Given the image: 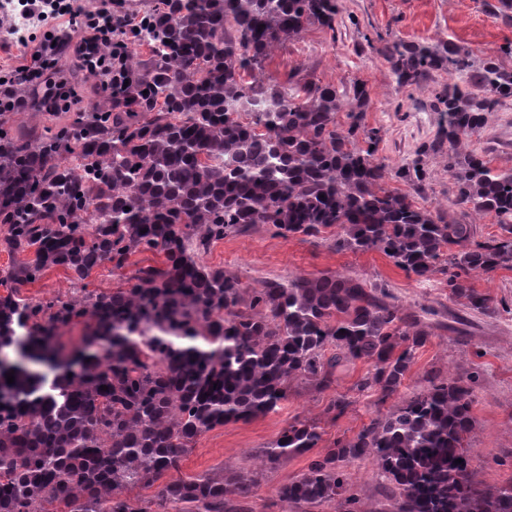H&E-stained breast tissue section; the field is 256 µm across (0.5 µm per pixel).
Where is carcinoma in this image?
Listing matches in <instances>:
<instances>
[{
    "label": "carcinoma",
    "instance_id": "carcinoma-1",
    "mask_svg": "<svg viewBox=\"0 0 512 512\" xmlns=\"http://www.w3.org/2000/svg\"><path fill=\"white\" fill-rule=\"evenodd\" d=\"M341 13L342 0L118 3L105 47L112 75L90 105L77 94L71 119L32 142L0 124V233L11 256L28 254L0 276V377L14 373V383L0 380V512H252L248 474L179 477L137 505L125 491L179 471L204 433L278 411L293 376H318L327 389L339 368L364 360L372 370L357 390L379 404L399 390L430 336L425 309L333 274L245 288L202 261L228 235L258 224L283 237L334 228L336 250L381 251L418 278L446 257L450 294L488 309L466 277L512 267V169L460 147L512 98V70L446 41L385 46L403 88L438 71L454 77L435 96L438 136L390 170L376 157L378 131L362 123L365 83L347 92L258 77L279 43L311 24L333 31ZM140 48L147 55L136 61ZM345 108L344 130L336 116ZM444 150L457 204L494 216L507 236L477 241L473 225L389 186L422 183V157ZM147 251L164 260L139 268L127 288L21 296L52 267L82 283ZM77 325L74 367L49 377L18 362L57 355ZM472 402L464 380L431 377L281 486V502L311 512L344 489L347 464L371 457L394 512H512V484L489 491L470 477ZM320 440L316 424L297 421L264 455L276 462Z\"/></svg>",
    "mask_w": 512,
    "mask_h": 512
}]
</instances>
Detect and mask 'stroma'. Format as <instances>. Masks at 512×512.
Instances as JSON below:
<instances>
[{
	"label": "stroma",
	"instance_id": "obj_1",
	"mask_svg": "<svg viewBox=\"0 0 512 512\" xmlns=\"http://www.w3.org/2000/svg\"><path fill=\"white\" fill-rule=\"evenodd\" d=\"M499 0H344L335 30L308 26L302 34L278 45L265 77L302 83L314 81L350 87L366 82L370 105L364 114L367 127L380 131L376 156L389 167L411 162L420 146L434 139L441 123L431 104L436 93L449 82L440 74L421 87H399L380 53L394 39L435 41L452 39L477 56L498 57L512 68V55L504 46L512 44V15L497 10ZM469 150L490 159L492 166L512 168V98L500 102L489 113L481 133ZM427 172L419 186L402 185L419 207L435 214L455 216L457 188L448 173V157L425 158ZM205 263L224 268L248 288L262 287L270 279L322 273L359 277L388 288L399 306L426 308L431 335L417 350L414 363L399 391L385 404L358 392L356 382L370 369L359 361L329 389H320L314 378L297 376L288 381V398L278 412L247 422L229 423L199 438L183 460L185 475L223 468L225 475L253 473L258 484L252 505L255 512H284L278 489L321 458L334 441L357 434L377 413H388L414 392L422 389L428 376L472 378L475 428L465 441L473 460L471 478L495 489L512 483V268L489 273H471L472 287L488 297L481 312L448 294L447 274L436 272L419 279L407 274L377 251H339L333 233L319 237H281L266 226L242 235L229 236L214 244L204 255ZM161 261L152 252L131 257L129 265L116 270L104 265L87 280L91 292H110L128 286L138 268ZM347 395L349 407L340 414L329 412L336 395ZM316 423L322 440L318 447L301 455L272 463L262 450L289 423ZM347 491L354 494L358 512H392V499L377 475L372 458L347 469Z\"/></svg>",
	"mask_w": 512,
	"mask_h": 512
}]
</instances>
